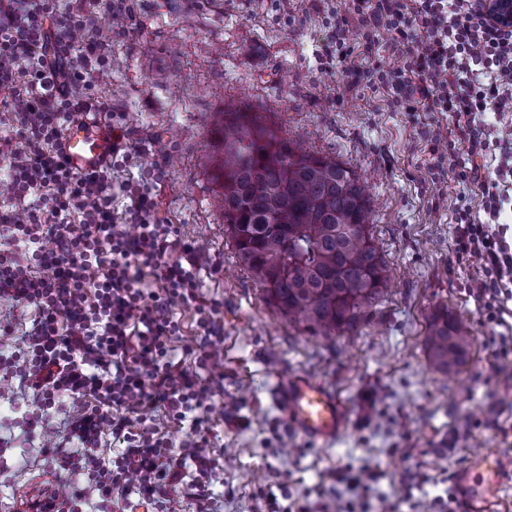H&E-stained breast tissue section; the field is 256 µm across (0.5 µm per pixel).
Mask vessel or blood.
Here are the masks:
<instances>
[{
  "mask_svg": "<svg viewBox=\"0 0 512 512\" xmlns=\"http://www.w3.org/2000/svg\"><path fill=\"white\" fill-rule=\"evenodd\" d=\"M108 144L102 136L73 129L65 140V153L71 163L84 171L99 169ZM279 399L287 421L302 435L315 441L335 439L348 425L347 412L335 392L321 381L294 376L279 389ZM484 469L492 485L502 482L495 457L484 453L474 458L471 466L460 469L454 477L461 512H488L480 505L476 469Z\"/></svg>",
  "mask_w": 512,
  "mask_h": 512,
  "instance_id": "obj_1",
  "label": "vessel or blood"
}]
</instances>
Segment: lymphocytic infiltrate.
<instances>
[{
    "mask_svg": "<svg viewBox=\"0 0 512 512\" xmlns=\"http://www.w3.org/2000/svg\"><path fill=\"white\" fill-rule=\"evenodd\" d=\"M123 16L126 0H0V86L11 97L9 129L0 136V176L12 200L0 206V334L17 335V354L0 356V399L32 394L28 425L55 471L83 477L62 499L71 512H215L213 481L221 469L211 440L199 433L213 395L171 358L180 331L175 307H192L205 336L220 324L218 304L205 303L192 270L197 250L182 242L158 210L147 177L112 185L111 162L85 173L64 156L67 126L84 124L103 105L92 90L110 67L95 40L73 46L86 27L88 8ZM310 11L328 34L318 52L324 69L337 71L346 91L385 92L406 112H451L420 130L429 148L432 182L452 178L458 189L453 246L458 262L479 273L468 291L487 321H498L502 297L512 290V227L501 220L512 202L503 185L512 169L494 165L512 154V25L494 23L485 0H354L350 14L333 0H311ZM356 30L360 44L347 37ZM402 59L385 69L355 62L356 46L372 48L378 32ZM86 87L74 96L71 87ZM482 192L474 213L469 187ZM127 200L112 208V192ZM136 233H129L127 221ZM27 324L15 330L12 315ZM189 422L197 435L174 455L154 410ZM112 435L121 449L100 448ZM347 496L336 512H370L375 475L339 472Z\"/></svg>",
    "mask_w": 512,
    "mask_h": 512,
    "instance_id": "lymphocytic-infiltrate-1",
    "label": "lymphocytic infiltrate"
}]
</instances>
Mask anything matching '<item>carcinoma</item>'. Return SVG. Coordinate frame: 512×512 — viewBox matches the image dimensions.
Instances as JSON below:
<instances>
[{
  "instance_id": "cac0c4a2",
  "label": "carcinoma",
  "mask_w": 512,
  "mask_h": 512,
  "mask_svg": "<svg viewBox=\"0 0 512 512\" xmlns=\"http://www.w3.org/2000/svg\"><path fill=\"white\" fill-rule=\"evenodd\" d=\"M214 137L224 233L267 304L313 335L356 330L390 280L357 174L333 154L298 152L253 112H222ZM470 342L448 308L430 314L424 348L435 370L462 365Z\"/></svg>"
}]
</instances>
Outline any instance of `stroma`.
<instances>
[{"label": "stroma", "instance_id": "1", "mask_svg": "<svg viewBox=\"0 0 512 512\" xmlns=\"http://www.w3.org/2000/svg\"><path fill=\"white\" fill-rule=\"evenodd\" d=\"M129 3L137 26L99 13L75 42L91 38L111 52L94 91L106 108L128 114L140 146L135 164L162 170L161 212L202 254V297L222 306L219 357L204 359L191 308H176L181 331L171 343L180 366L215 393L206 434L226 459L213 485L217 512H267L269 492L294 499L320 486L335 495L343 468L374 471L396 512H446L452 474L486 451L499 458L504 480L489 504L512 512V376L497 366L492 344L512 332V312L502 326L484 321L466 291L477 269L453 253L455 199L431 209L418 133L431 113L394 110L379 92L341 93L338 74L317 65L325 33L303 0H294L289 26L271 0ZM230 108L262 116L307 152L335 153L366 182L390 282L356 332L333 341L302 332L239 265L213 180L212 116ZM443 306L472 336L464 364L447 375L432 368L423 344L428 317ZM294 375L321 380L347 409L349 424L331 443L287 422L278 388ZM32 411L27 397L0 408V466L9 467L0 512L53 477L50 458L28 437Z\"/></svg>", "mask_w": 512, "mask_h": 512}]
</instances>
